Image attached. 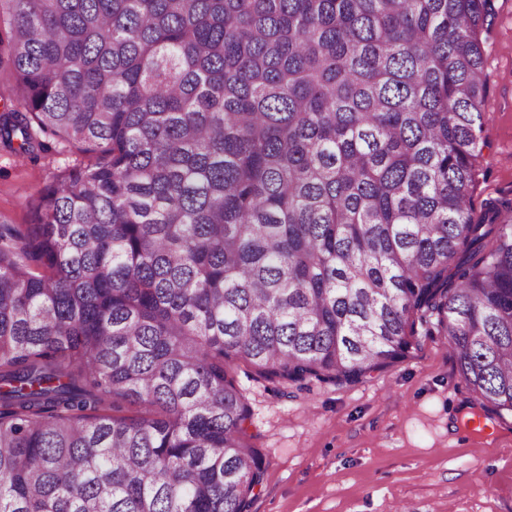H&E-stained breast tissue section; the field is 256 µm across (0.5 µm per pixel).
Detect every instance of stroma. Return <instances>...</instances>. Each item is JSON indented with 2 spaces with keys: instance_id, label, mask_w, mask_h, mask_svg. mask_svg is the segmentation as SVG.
Returning a JSON list of instances; mask_svg holds the SVG:
<instances>
[{
  "instance_id": "stroma-1",
  "label": "stroma",
  "mask_w": 512,
  "mask_h": 512,
  "mask_svg": "<svg viewBox=\"0 0 512 512\" xmlns=\"http://www.w3.org/2000/svg\"><path fill=\"white\" fill-rule=\"evenodd\" d=\"M489 97L475 206L512 197V0H496L484 43ZM91 157L61 143L18 156L0 147V220L29 221L32 202ZM232 374L266 458L249 512H512V416L470 395L442 337L357 384H281L246 361ZM486 429L466 426L467 413Z\"/></svg>"
}]
</instances>
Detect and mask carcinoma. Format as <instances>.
Instances as JSON below:
<instances>
[{
  "mask_svg": "<svg viewBox=\"0 0 512 512\" xmlns=\"http://www.w3.org/2000/svg\"><path fill=\"white\" fill-rule=\"evenodd\" d=\"M494 0H0V512H249L232 367L355 383L441 336L512 414V198L473 205ZM18 156L0 147V220L10 224H28L30 206L46 187L73 166L93 160L68 143L51 144L34 158Z\"/></svg>",
  "mask_w": 512,
  "mask_h": 512,
  "instance_id": "obj_1",
  "label": "carcinoma"
}]
</instances>
